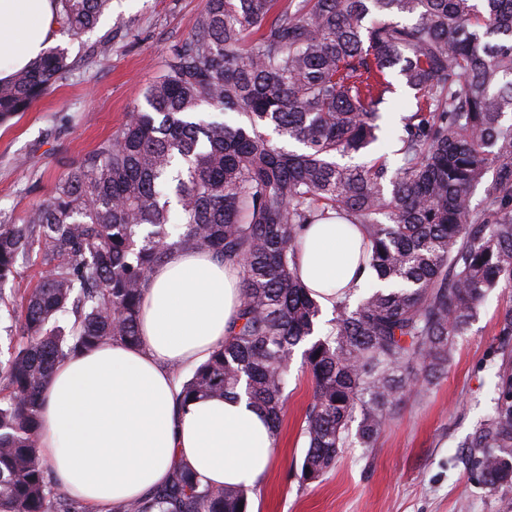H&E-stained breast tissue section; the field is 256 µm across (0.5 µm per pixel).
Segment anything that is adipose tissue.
Masks as SVG:
<instances>
[{"instance_id":"adipose-tissue-1","label":"adipose tissue","mask_w":512,"mask_h":512,"mask_svg":"<svg viewBox=\"0 0 512 512\" xmlns=\"http://www.w3.org/2000/svg\"><path fill=\"white\" fill-rule=\"evenodd\" d=\"M57 0H0V81L57 36ZM359 233L341 220L306 227L298 274L323 311L375 278L359 266ZM241 306L235 269L211 251H177L142 293L139 342H108L55 370L39 410L40 450L63 488L100 512L144 499L188 466L215 487H255L274 464L264 409L244 390L180 407L173 366H196L231 334Z\"/></svg>"}]
</instances>
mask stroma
Masks as SVG:
<instances>
[{"mask_svg":"<svg viewBox=\"0 0 512 512\" xmlns=\"http://www.w3.org/2000/svg\"><path fill=\"white\" fill-rule=\"evenodd\" d=\"M202 6L203 0H110L92 30L59 28L55 43L66 49L69 71L0 126V212L21 222L73 162L144 105L147 87L192 33ZM509 309L512 288L490 292L456 343L447 373L429 390L408 391L372 447L343 449L335 468L313 483L295 469L312 382L294 355L276 465L249 489V512H503L512 484L481 483L461 443L492 412L495 372L512 368V343L498 335Z\"/></svg>","mask_w":512,"mask_h":512,"instance_id":"stroma-1","label":"stroma"}]
</instances>
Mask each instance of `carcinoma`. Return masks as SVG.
Segmentation results:
<instances>
[{
    "instance_id": "obj_1",
    "label": "carcinoma",
    "mask_w": 512,
    "mask_h": 512,
    "mask_svg": "<svg viewBox=\"0 0 512 512\" xmlns=\"http://www.w3.org/2000/svg\"><path fill=\"white\" fill-rule=\"evenodd\" d=\"M108 2L58 0L60 23L90 30ZM275 6L204 0L147 108L127 113L22 223L0 220V304L20 328L0 350V512H86L41 456L43 392L70 355L138 343L143 287L173 251L211 250L243 284L233 336L182 382L180 405L244 380L277 430L302 349L313 382L303 482L342 449L371 447L411 387L447 372L487 295L512 288V0ZM68 67L56 46L0 82V123ZM394 75L415 109L378 155ZM357 155L367 160L338 162ZM333 212L362 226L359 264L389 288L350 289L322 334L297 275L299 235ZM32 267L33 287L4 293ZM498 377L494 413L467 444L493 488L512 483V372ZM108 512H248V494L180 467L150 498Z\"/></svg>"
}]
</instances>
